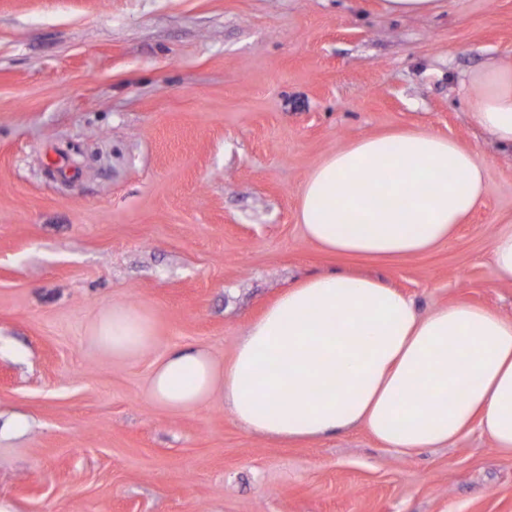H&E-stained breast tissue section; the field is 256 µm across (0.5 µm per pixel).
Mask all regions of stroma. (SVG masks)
<instances>
[{"instance_id": "1", "label": "stroma", "mask_w": 512, "mask_h": 512, "mask_svg": "<svg viewBox=\"0 0 512 512\" xmlns=\"http://www.w3.org/2000/svg\"><path fill=\"white\" fill-rule=\"evenodd\" d=\"M0 0V497L23 512H512V452L479 430L402 454L356 426L281 442L220 400L148 394L170 348L228 363L288 286L380 279L420 314L512 318L490 266L512 227V147L471 118L470 76L512 61V0ZM485 164L482 205L446 243L393 260L329 254L297 220L327 154L403 128ZM155 342L115 359L100 313ZM445 0H383L387 14L396 16H426L437 13ZM96 345L112 358L139 354L154 340L149 321L136 309L121 304L103 311L91 330Z\"/></svg>"}]
</instances>
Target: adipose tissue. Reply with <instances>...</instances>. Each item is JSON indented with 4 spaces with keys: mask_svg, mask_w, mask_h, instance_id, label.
Instances as JSON below:
<instances>
[{
    "mask_svg": "<svg viewBox=\"0 0 512 512\" xmlns=\"http://www.w3.org/2000/svg\"><path fill=\"white\" fill-rule=\"evenodd\" d=\"M474 122L512 147V64L475 73ZM478 153L405 128L329 153L299 193L298 220L330 253L399 258L447 242L484 194ZM115 358L149 347L153 329L115 304L92 326ZM153 401L174 411L221 397L248 430L284 441L364 426L408 454L452 444L472 428L512 450V319L453 304L422 316L380 281L330 273L289 287L239 339L228 365L205 349L155 363Z\"/></svg>",
    "mask_w": 512,
    "mask_h": 512,
    "instance_id": "1",
    "label": "adipose tissue"
}]
</instances>
